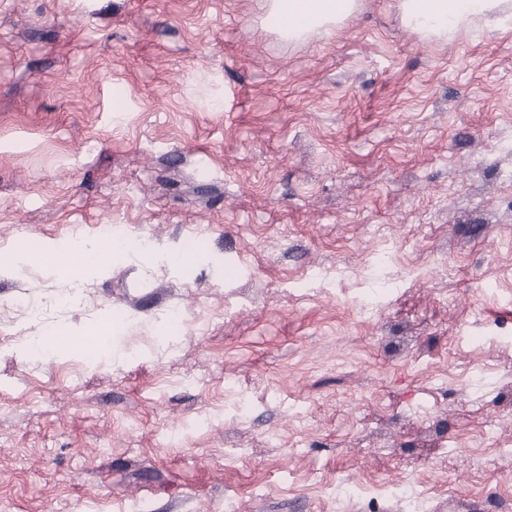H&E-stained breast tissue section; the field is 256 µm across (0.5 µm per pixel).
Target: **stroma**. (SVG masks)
Masks as SVG:
<instances>
[{
	"label": "stroma",
	"instance_id": "obj_1",
	"mask_svg": "<svg viewBox=\"0 0 512 512\" xmlns=\"http://www.w3.org/2000/svg\"><path fill=\"white\" fill-rule=\"evenodd\" d=\"M261 2L0 0V250L128 243L81 306L0 270V512L512 500V21L358 0L291 40ZM404 22L425 37L448 38L464 23L511 18L510 0H400Z\"/></svg>",
	"mask_w": 512,
	"mask_h": 512
}]
</instances>
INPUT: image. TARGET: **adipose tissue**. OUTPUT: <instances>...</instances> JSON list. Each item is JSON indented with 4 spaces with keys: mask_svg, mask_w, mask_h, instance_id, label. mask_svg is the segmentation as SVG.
Returning a JSON list of instances; mask_svg holds the SVG:
<instances>
[{
    "mask_svg": "<svg viewBox=\"0 0 512 512\" xmlns=\"http://www.w3.org/2000/svg\"><path fill=\"white\" fill-rule=\"evenodd\" d=\"M268 20L284 35L299 38L331 29L352 13L356 0H263ZM404 22L424 36L445 38L464 23L512 16V0H399Z\"/></svg>",
    "mask_w": 512,
    "mask_h": 512,
    "instance_id": "adipose-tissue-1",
    "label": "adipose tissue"
}]
</instances>
